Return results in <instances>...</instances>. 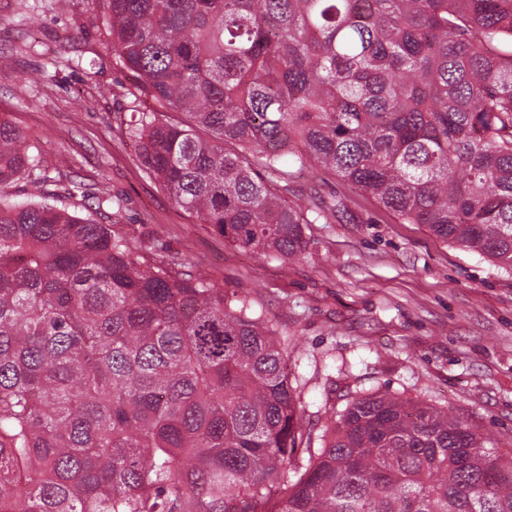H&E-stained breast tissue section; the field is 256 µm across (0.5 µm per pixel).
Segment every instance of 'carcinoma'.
Instances as JSON below:
<instances>
[{"instance_id": "cac0c4a2", "label": "carcinoma", "mask_w": 512, "mask_h": 512, "mask_svg": "<svg viewBox=\"0 0 512 512\" xmlns=\"http://www.w3.org/2000/svg\"><path fill=\"white\" fill-rule=\"evenodd\" d=\"M106 5L141 167L224 239L289 262L341 210L288 201L266 178L287 163L512 270V0ZM20 179L38 200L0 198V512H512V453L388 394L294 463L274 331L70 212L0 120V184Z\"/></svg>"}]
</instances>
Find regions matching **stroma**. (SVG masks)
Returning a JSON list of instances; mask_svg holds the SVG:
<instances>
[{
    "label": "stroma",
    "mask_w": 512,
    "mask_h": 512,
    "mask_svg": "<svg viewBox=\"0 0 512 512\" xmlns=\"http://www.w3.org/2000/svg\"><path fill=\"white\" fill-rule=\"evenodd\" d=\"M135 85L116 62L103 0H0V119L75 197L122 198L113 231L148 260L204 268L228 299L246 301L281 342L305 430L318 434L355 395L388 392L494 442L512 432V271L297 170L288 199L336 195L346 213L305 225L307 249L286 268L236 248L141 168L120 128Z\"/></svg>",
    "instance_id": "stroma-1"
}]
</instances>
